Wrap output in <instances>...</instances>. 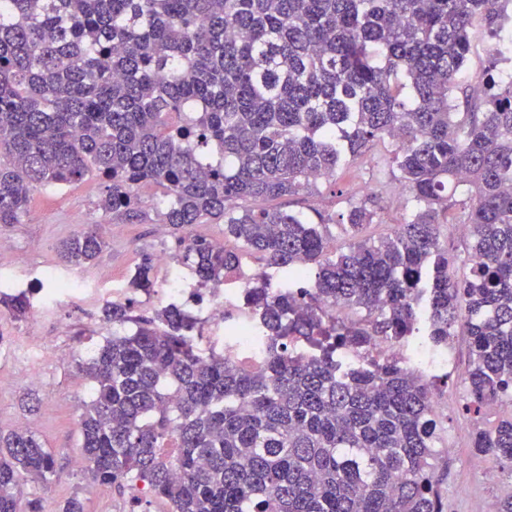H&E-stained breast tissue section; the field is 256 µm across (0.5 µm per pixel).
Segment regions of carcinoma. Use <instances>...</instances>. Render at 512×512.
Here are the masks:
<instances>
[{"label": "carcinoma", "instance_id": "obj_1", "mask_svg": "<svg viewBox=\"0 0 512 512\" xmlns=\"http://www.w3.org/2000/svg\"><path fill=\"white\" fill-rule=\"evenodd\" d=\"M508 0H0V224H18L37 186L105 178L98 209L138 217L136 189H167L176 230L224 219L217 247L193 238L179 260L199 288L265 270L242 311L270 339L261 366L199 357L200 321L176 304L136 320L103 306L112 333L81 370L94 383L78 429L87 475L142 485L168 512H447L436 461L435 380L393 357L342 365L410 337L438 355L464 324L471 368L461 410L512 404V79ZM495 42L481 93L452 96L473 30ZM400 137L410 220L377 243L367 197L335 218L280 208L235 211L329 179L346 159ZM465 185L467 251L457 279L442 228L448 187ZM339 224L352 242L329 249ZM99 225L61 244L95 263ZM151 259L130 289L154 286ZM29 314L0 285V309ZM361 309L353 320L347 313ZM296 343L315 349L293 356ZM478 456L512 463V416L472 434ZM55 461L35 432L0 429V512H24L22 487Z\"/></svg>", "mask_w": 512, "mask_h": 512}]
</instances>
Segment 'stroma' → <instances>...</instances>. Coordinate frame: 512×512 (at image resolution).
<instances>
[{
	"label": "stroma",
	"mask_w": 512,
	"mask_h": 512,
	"mask_svg": "<svg viewBox=\"0 0 512 512\" xmlns=\"http://www.w3.org/2000/svg\"><path fill=\"white\" fill-rule=\"evenodd\" d=\"M395 149L392 141L376 142L365 158L340 168L335 178L319 180L308 191L277 200L276 205L313 217L320 212L338 213L352 202L372 198L377 215L361 237L378 241L389 235L394 225L408 219L413 208L409 194L396 178L392 163ZM104 186V181L93 177L76 185L33 190L28 213L21 222L0 226V238L11 244L8 251H0V275L24 287L40 289L44 286L41 271L48 268L60 278L83 280L92 291L107 282L124 288L144 257L161 252L172 257L179 252L178 232L162 222L163 188L150 183L139 187L140 217L128 221L98 210L96 201ZM85 224L101 227V258L88 267L65 264L59 247ZM102 308V301L91 294L80 303L61 306L37 318L0 315V428H31L55 459L56 473L50 482L25 490L26 498L39 499L40 512H60L61 504L74 495L82 499L85 512H141L133 485L120 490L94 483L75 465L80 456L77 423L91 394V382L78 363L106 333ZM31 335L38 336L45 351L36 381L31 380L28 365L15 355ZM451 342L456 369L449 380L438 381L435 397L442 422V453L437 461L440 491L448 502V512H485L487 502L512 491V469L475 455L470 448L471 435L475 427L496 425L504 409H487L476 420L462 413L459 404L470 363L469 338L459 334ZM489 470L496 478L483 482L481 476Z\"/></svg>",
	"instance_id": "35a3bbf8"
}]
</instances>
